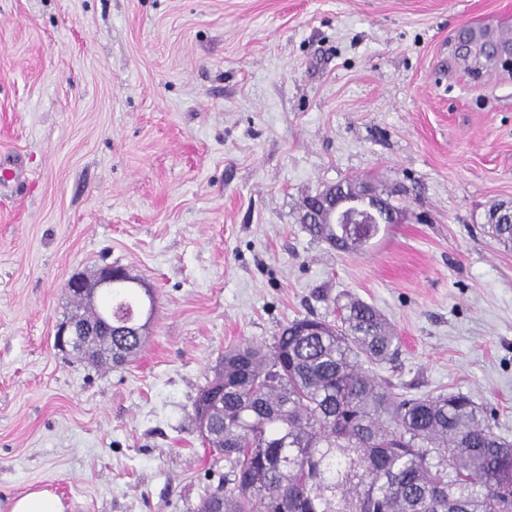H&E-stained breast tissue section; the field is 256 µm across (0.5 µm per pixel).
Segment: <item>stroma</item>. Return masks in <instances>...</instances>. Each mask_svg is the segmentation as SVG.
<instances>
[{
	"label": "stroma",
	"mask_w": 512,
	"mask_h": 512,
	"mask_svg": "<svg viewBox=\"0 0 512 512\" xmlns=\"http://www.w3.org/2000/svg\"><path fill=\"white\" fill-rule=\"evenodd\" d=\"M512 0H0V512H197L228 470L193 403L225 347L356 297L395 392H461L512 442V64L457 68ZM354 180L398 206L362 250L300 222ZM156 294L119 367L54 346L67 280ZM512 216V209L498 208L490 215V224H488V233L504 245H512V224H497L499 221ZM60 498L46 488L28 490L16 497L10 512H63Z\"/></svg>",
	"instance_id": "35a3bbf8"
}]
</instances>
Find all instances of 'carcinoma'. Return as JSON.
Masks as SVG:
<instances>
[{"label":"carcinoma","mask_w":512,"mask_h":512,"mask_svg":"<svg viewBox=\"0 0 512 512\" xmlns=\"http://www.w3.org/2000/svg\"><path fill=\"white\" fill-rule=\"evenodd\" d=\"M488 233L512 245V224ZM120 284L94 315L138 313ZM331 324L294 319L270 346L224 350L204 390L222 414L201 439L229 469L198 512H512V443L461 392L407 397L364 368L393 359L399 337L351 300ZM143 340L112 337V364Z\"/></svg>","instance_id":"obj_1"}]
</instances>
